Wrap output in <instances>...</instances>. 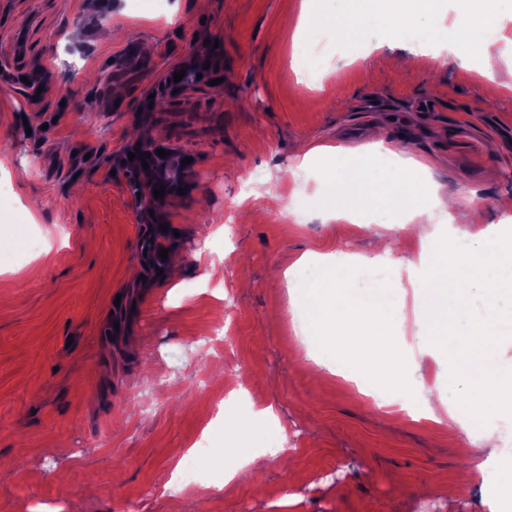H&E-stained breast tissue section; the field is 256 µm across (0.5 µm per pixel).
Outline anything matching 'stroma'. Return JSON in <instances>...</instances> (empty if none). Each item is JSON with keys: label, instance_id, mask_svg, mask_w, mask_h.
<instances>
[{"label": "stroma", "instance_id": "obj_1", "mask_svg": "<svg viewBox=\"0 0 512 512\" xmlns=\"http://www.w3.org/2000/svg\"><path fill=\"white\" fill-rule=\"evenodd\" d=\"M337 6L318 0L298 30L281 19L302 0H208L202 12L191 0H0V71L41 72L43 87L0 85V184L24 217L0 218V512H512L496 485L446 494L512 410L465 431L421 416L420 376L463 401L464 385L447 384L452 350L394 393L406 410L379 409L317 367L340 343L325 325L318 345L300 342L306 283L287 277L310 257L374 261L382 237L392 260L416 262L422 245L395 207L380 224L356 200L329 208L324 166L343 173L372 151L420 161V215L433 191L451 200L452 225L427 227L433 243L453 227L465 251L502 263L486 241L512 237V209L497 204L512 196V0L486 13L503 37L483 82L470 56H419L406 71L388 49L365 60L374 28L351 34ZM193 55L215 68L170 93L166 71ZM312 67L321 79L308 85ZM380 126L392 132L382 144ZM159 142L177 154L156 162L173 187L157 199L128 154ZM305 143L336 152L306 184ZM244 207L250 222L223 232L227 209ZM163 225L182 257L174 280L139 251ZM24 235L41 249L12 255ZM118 306L129 328L112 336ZM236 384L287 422L285 447L232 400ZM227 432L256 456L262 491L247 476L212 488L237 466L218 448ZM198 439L201 477L171 492Z\"/></svg>", "mask_w": 512, "mask_h": 512}]
</instances>
